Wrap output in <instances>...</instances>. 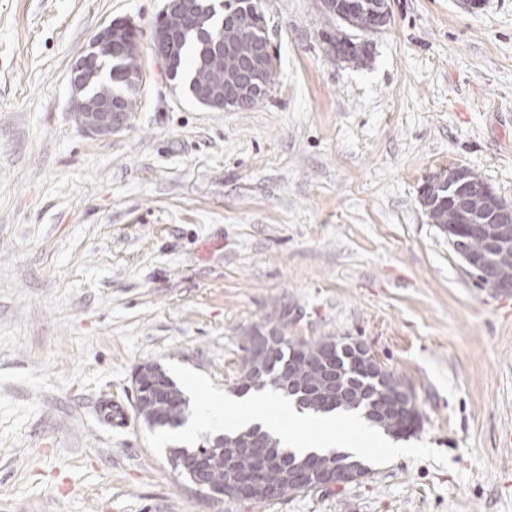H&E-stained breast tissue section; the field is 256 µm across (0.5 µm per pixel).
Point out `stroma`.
Wrapping results in <instances>:
<instances>
[{
  "instance_id": "obj_1",
  "label": "stroma",
  "mask_w": 512,
  "mask_h": 512,
  "mask_svg": "<svg viewBox=\"0 0 512 512\" xmlns=\"http://www.w3.org/2000/svg\"><path fill=\"white\" fill-rule=\"evenodd\" d=\"M389 4L354 65L320 0H260L276 85L220 111L149 50L165 0H0V512H512V292L479 286L419 202L455 166L512 203V0ZM115 18L146 80L93 139L68 76ZM283 319L363 343L448 466L400 457L266 505L191 490L146 444L135 368L234 398L247 336Z\"/></svg>"
}]
</instances>
